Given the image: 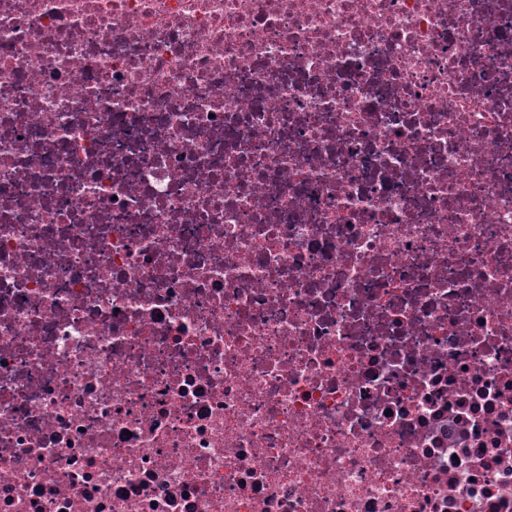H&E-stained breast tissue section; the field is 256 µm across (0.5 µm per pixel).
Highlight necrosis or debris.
<instances>
[{
  "mask_svg": "<svg viewBox=\"0 0 512 512\" xmlns=\"http://www.w3.org/2000/svg\"><path fill=\"white\" fill-rule=\"evenodd\" d=\"M0 512H512V0H0Z\"/></svg>",
  "mask_w": 512,
  "mask_h": 512,
  "instance_id": "4bbe7bcc",
  "label": "necrosis or debris"
}]
</instances>
